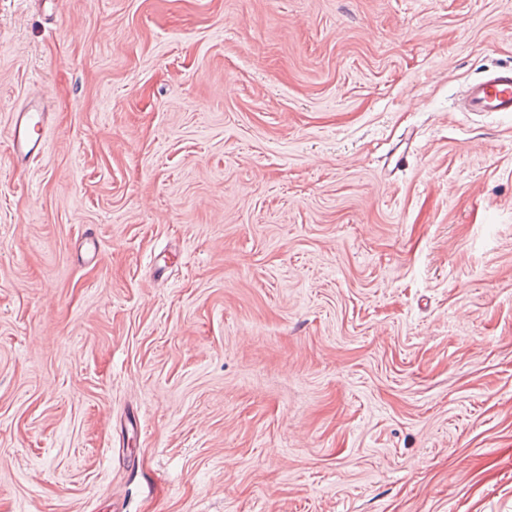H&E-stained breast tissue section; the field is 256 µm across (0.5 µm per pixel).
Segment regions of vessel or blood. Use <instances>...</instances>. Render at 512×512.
I'll return each mask as SVG.
<instances>
[{"label": "vessel or blood", "mask_w": 512, "mask_h": 512, "mask_svg": "<svg viewBox=\"0 0 512 512\" xmlns=\"http://www.w3.org/2000/svg\"><path fill=\"white\" fill-rule=\"evenodd\" d=\"M455 108L474 115L511 113L512 66L492 70L471 82L456 101ZM49 120L46 97H32L14 108L9 138L15 165L29 163L44 154Z\"/></svg>", "instance_id": "b4317fda"}]
</instances>
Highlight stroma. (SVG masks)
I'll return each mask as SVG.
<instances>
[{"instance_id": "obj_1", "label": "stroma", "mask_w": 512, "mask_h": 512, "mask_svg": "<svg viewBox=\"0 0 512 512\" xmlns=\"http://www.w3.org/2000/svg\"><path fill=\"white\" fill-rule=\"evenodd\" d=\"M505 64L512 0H0V512H512ZM459 112L472 115L512 112V66L488 72L471 82L455 103ZM49 120L48 100L44 96L32 97L14 108L9 138L15 165L27 164L44 154Z\"/></svg>"}]
</instances>
